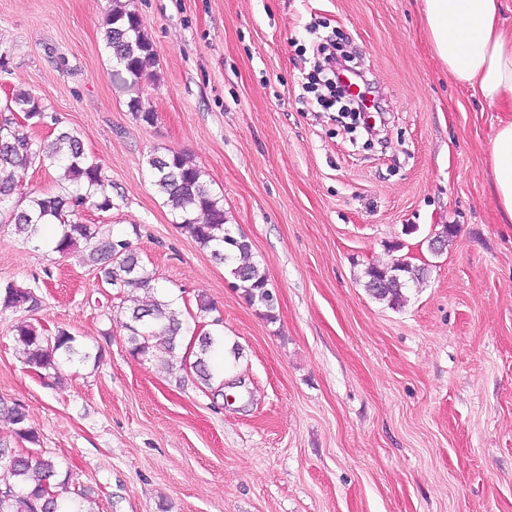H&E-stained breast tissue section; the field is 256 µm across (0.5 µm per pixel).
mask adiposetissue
<instances>
[{
    "label": "adipose tissue",
    "instance_id": "1",
    "mask_svg": "<svg viewBox=\"0 0 512 512\" xmlns=\"http://www.w3.org/2000/svg\"><path fill=\"white\" fill-rule=\"evenodd\" d=\"M434 53L450 77L503 110L488 153L502 223L512 224V30L503 0H421Z\"/></svg>",
    "mask_w": 512,
    "mask_h": 512
}]
</instances>
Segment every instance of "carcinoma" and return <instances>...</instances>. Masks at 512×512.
Masks as SVG:
<instances>
[{
  "label": "carcinoma",
  "mask_w": 512,
  "mask_h": 512,
  "mask_svg": "<svg viewBox=\"0 0 512 512\" xmlns=\"http://www.w3.org/2000/svg\"><path fill=\"white\" fill-rule=\"evenodd\" d=\"M106 48L112 52L116 76L129 90L138 89L147 64L155 58L154 45L144 33L136 11L120 0H113L104 31ZM11 106L18 112H30L27 125L48 119L39 100L26 91L14 94ZM63 170L61 190L55 194L27 192L24 205L12 203L13 194L23 185L25 172L33 165ZM151 177L158 192L166 197L180 230L212 257L223 263L248 300L266 308L265 316L274 318V302L268 280L251 261V244L224 221V204L204 181L202 170L183 152L173 151L150 160ZM107 181L101 164L85 154L77 132L61 129L51 141L36 140L25 133L13 118L0 121V214L8 215L15 231L28 240L41 235L46 224H58L61 237L52 250L66 257L79 253L82 264L97 272L101 283L121 293L128 289L144 292L141 303L127 309L125 329L129 352L136 357H157L169 367H190L196 383L207 388L224 375L223 319L213 316L214 304L200 296L196 317L211 319L212 329L197 337L195 360L186 364L179 355L183 337L190 327L180 319L174 300L156 283V278L140 263L132 242L102 231L99 224H87L79 209L112 210V195L103 190ZM427 276V268L407 261L389 267L369 266L364 271L369 294L398 308L404 304V290ZM41 305L34 289L13 282L0 284V312H33ZM14 341L23 363L43 377H55L60 363L84 361L89 354L76 346V336L65 328L50 333L26 318L13 325ZM17 438L39 443L37 433L27 425L25 412L14 407L7 411ZM0 466L16 478L0 485V512H88L81 500L72 495L68 481L54 485L61 465L51 457L0 448Z\"/></svg>",
  "instance_id": "1"
}]
</instances>
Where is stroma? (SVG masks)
Listing matches in <instances>:
<instances>
[{
  "mask_svg": "<svg viewBox=\"0 0 512 512\" xmlns=\"http://www.w3.org/2000/svg\"><path fill=\"white\" fill-rule=\"evenodd\" d=\"M112 0H0V110L29 91L112 181L81 218L131 238L182 316L224 321L223 396L133 357L135 293L100 285L0 224V282L34 288L32 318L90 360L58 379L15 353L0 313V413L24 407L92 512H512V224L491 193L499 112L435 57L420 0H130L156 60L136 120L103 41ZM334 38L387 104L363 146L306 89ZM190 155L275 297L250 304L173 222L148 160ZM457 233L433 254L428 240ZM428 266L403 307L363 271Z\"/></svg>",
  "mask_w": 512,
  "mask_h": 512,
  "instance_id": "stroma-1",
  "label": "stroma"
}]
</instances>
